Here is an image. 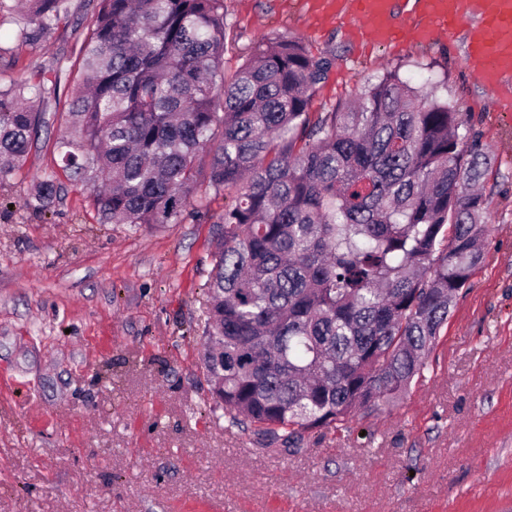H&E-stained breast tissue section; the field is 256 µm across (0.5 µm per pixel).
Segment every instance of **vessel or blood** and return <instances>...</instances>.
Segmentation results:
<instances>
[{"label":"vessel or blood","instance_id":"b4317fda","mask_svg":"<svg viewBox=\"0 0 512 512\" xmlns=\"http://www.w3.org/2000/svg\"><path fill=\"white\" fill-rule=\"evenodd\" d=\"M354 5L361 19L360 36L388 44L394 37L390 0H310L323 17L342 14ZM419 40L465 33V62L489 88L500 90L503 110H512V0H405Z\"/></svg>","mask_w":512,"mask_h":512}]
</instances>
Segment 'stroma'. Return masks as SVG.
I'll list each match as a JSON object with an SVG mask.
<instances>
[{
  "label": "stroma",
  "mask_w": 512,
  "mask_h": 512,
  "mask_svg": "<svg viewBox=\"0 0 512 512\" xmlns=\"http://www.w3.org/2000/svg\"><path fill=\"white\" fill-rule=\"evenodd\" d=\"M224 9L227 66L274 35L334 57L313 111L391 71L435 83L491 156L485 262L395 406L294 453L260 450L203 373L223 195L156 229L99 223L92 184L66 179L35 208V184L60 173L54 142L92 4L70 0L31 44L0 11V87L64 71L47 105L57 120L0 181V512H512V112L470 74L462 43L373 46L353 17L318 23L305 0Z\"/></svg>",
  "instance_id": "obj_1"
}]
</instances>
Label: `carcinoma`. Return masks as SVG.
<instances>
[{"label":"carcinoma","instance_id":"cac0c4a2","mask_svg":"<svg viewBox=\"0 0 512 512\" xmlns=\"http://www.w3.org/2000/svg\"><path fill=\"white\" fill-rule=\"evenodd\" d=\"M20 42L67 0H16ZM224 0H96L81 86L58 140L73 182L105 181L103 224L177 221L201 188L224 194L207 283L203 366L224 417L294 452L425 377L451 308L485 261L490 156L446 98L395 73L311 112L334 59L298 38L224 71ZM54 79L0 89V179L51 126ZM60 190L41 180L43 207Z\"/></svg>","mask_w":512,"mask_h":512}]
</instances>
